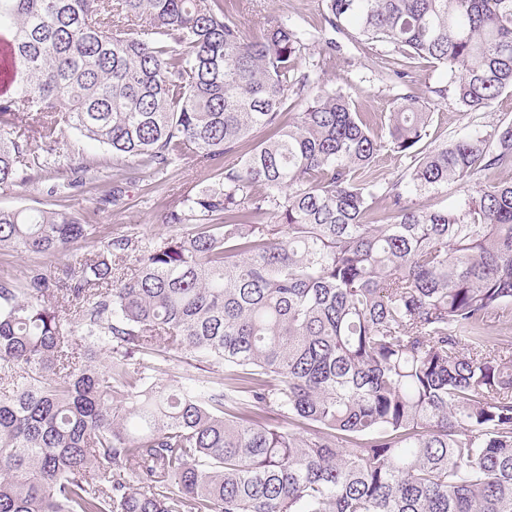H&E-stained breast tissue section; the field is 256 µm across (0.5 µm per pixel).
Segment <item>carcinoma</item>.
Wrapping results in <instances>:
<instances>
[{"mask_svg": "<svg viewBox=\"0 0 512 512\" xmlns=\"http://www.w3.org/2000/svg\"><path fill=\"white\" fill-rule=\"evenodd\" d=\"M243 2L0 0L1 189L83 182L65 127L215 177L144 246L0 208V251L70 256L0 280V512H512V126L420 154L432 113L393 102L389 149L413 164L389 190L372 113L301 70L307 33L271 17L248 36ZM325 3L333 30L392 47L396 77L445 69L440 98L512 90V0ZM450 183V209L413 201ZM171 353L224 375L159 386Z\"/></svg>", "mask_w": 512, "mask_h": 512, "instance_id": "carcinoma-1", "label": "carcinoma"}]
</instances>
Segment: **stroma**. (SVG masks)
<instances>
[{
    "instance_id": "35a3bbf8",
    "label": "stroma",
    "mask_w": 512,
    "mask_h": 512,
    "mask_svg": "<svg viewBox=\"0 0 512 512\" xmlns=\"http://www.w3.org/2000/svg\"><path fill=\"white\" fill-rule=\"evenodd\" d=\"M324 8L323 0H252L239 20L251 34L259 32L271 16L287 19L290 24L309 31L312 40L301 61L303 71L320 80L325 90L345 93L363 111L388 113L394 99L403 96H415L420 102L428 103L432 123L423 148L450 142L476 129L488 133L512 125V92L503 93L490 108L469 111L453 99L433 96V88L445 85L448 77L442 69L427 62L416 63L404 79L389 80L383 68L387 47L360 43L349 34L333 31L324 21ZM331 41L336 44L332 50L333 62L319 67L320 55L328 51L327 44ZM74 150L106 162L105 167L89 172L88 186L69 187L57 176L48 175L22 187L0 190V207L65 209L88 223L101 225L106 232H119L148 242L172 233L171 227L158 221L162 208L210 182L207 173L184 165L171 168L163 175L152 174L143 166L130 168L128 161L113 159L105 148L91 144L75 132H64L60 154ZM121 175L130 179L127 203L115 210L100 203L98 189L111 186L113 177Z\"/></svg>"
}]
</instances>
